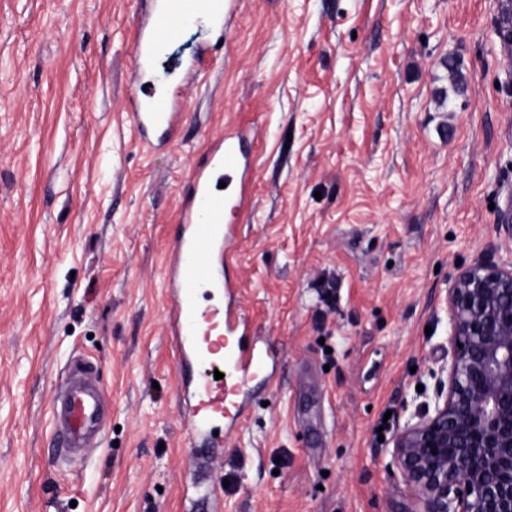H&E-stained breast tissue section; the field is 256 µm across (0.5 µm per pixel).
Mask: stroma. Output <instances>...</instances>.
I'll list each match as a JSON object with an SVG mask.
<instances>
[{"mask_svg":"<svg viewBox=\"0 0 512 512\" xmlns=\"http://www.w3.org/2000/svg\"><path fill=\"white\" fill-rule=\"evenodd\" d=\"M140 0H0V512H415L391 429L432 398L461 266L512 261V0H245L182 28L157 88L187 84L169 145L128 115ZM255 130L231 266L279 380L252 390L196 487L166 336L178 192L224 131ZM106 396L100 445L54 450L76 359Z\"/></svg>","mask_w":512,"mask_h":512,"instance_id":"stroma-1","label":"stroma"}]
</instances>
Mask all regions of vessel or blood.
<instances>
[{
	"instance_id": "b4317fda",
	"label": "vessel or blood",
	"mask_w": 512,
	"mask_h": 512,
	"mask_svg": "<svg viewBox=\"0 0 512 512\" xmlns=\"http://www.w3.org/2000/svg\"><path fill=\"white\" fill-rule=\"evenodd\" d=\"M242 0H148L132 51L136 77L128 103L140 139L146 146L168 144L185 116L186 96L181 88L166 94L154 91L148 77L168 41L190 21L205 19L215 39L184 64L187 74L201 70L220 51L225 23L238 12ZM255 134L239 127L215 139L196 162L182 185L176 237L166 265L169 294L166 302L167 336L175 352L182 386L194 400L186 428L190 440L206 438L215 456L224 453L219 432L237 426L244 413L242 382L260 378L268 385L276 380V365L253 336L242 311L239 286L231 277H219L217 267L229 266L235 254L239 227L224 221L225 212L242 210L252 173ZM223 174L226 187L216 192L214 178ZM201 288H219L223 304L202 310L196 300ZM209 359L224 365L233 380L218 382L200 378L196 365ZM103 391L75 370L65 381L59 456L77 458L99 445Z\"/></svg>"
}]
</instances>
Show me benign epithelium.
Listing matches in <instances>:
<instances>
[{
    "label": "benign epithelium",
    "instance_id": "1",
    "mask_svg": "<svg viewBox=\"0 0 512 512\" xmlns=\"http://www.w3.org/2000/svg\"><path fill=\"white\" fill-rule=\"evenodd\" d=\"M448 317L447 379L392 456L420 512H512V263L461 269Z\"/></svg>",
    "mask_w": 512,
    "mask_h": 512
}]
</instances>
